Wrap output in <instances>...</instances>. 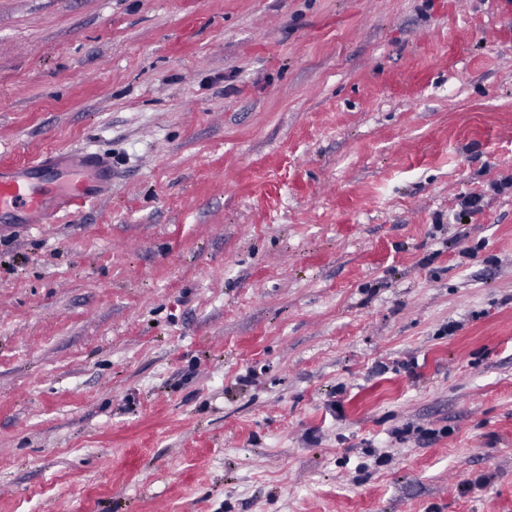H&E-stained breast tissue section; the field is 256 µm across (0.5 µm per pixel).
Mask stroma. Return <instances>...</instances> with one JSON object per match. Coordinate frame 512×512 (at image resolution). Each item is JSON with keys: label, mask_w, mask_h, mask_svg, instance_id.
Listing matches in <instances>:
<instances>
[{"label": "stroma", "mask_w": 512, "mask_h": 512, "mask_svg": "<svg viewBox=\"0 0 512 512\" xmlns=\"http://www.w3.org/2000/svg\"><path fill=\"white\" fill-rule=\"evenodd\" d=\"M0 512H512V0H0ZM62 174H79L67 184ZM112 196V162L101 153L56 150L32 163L0 164V231L16 224H53L61 213Z\"/></svg>", "instance_id": "1"}]
</instances>
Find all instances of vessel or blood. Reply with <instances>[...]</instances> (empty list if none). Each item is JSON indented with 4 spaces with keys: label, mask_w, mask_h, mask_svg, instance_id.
<instances>
[{
    "label": "vessel or blood",
    "mask_w": 512,
    "mask_h": 512,
    "mask_svg": "<svg viewBox=\"0 0 512 512\" xmlns=\"http://www.w3.org/2000/svg\"><path fill=\"white\" fill-rule=\"evenodd\" d=\"M112 194V163L97 152L56 150L32 163L0 164V231L51 224Z\"/></svg>",
    "instance_id": "b4317fda"
}]
</instances>
